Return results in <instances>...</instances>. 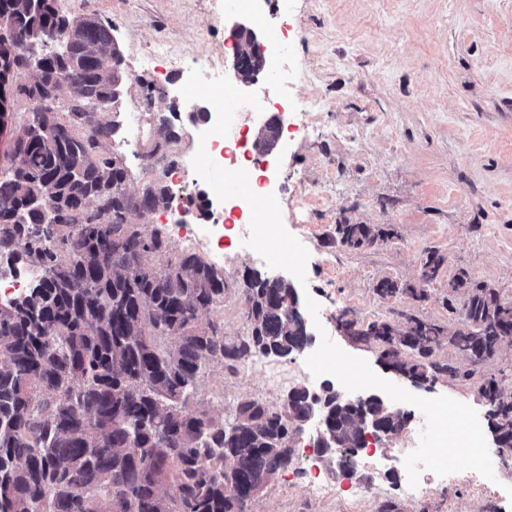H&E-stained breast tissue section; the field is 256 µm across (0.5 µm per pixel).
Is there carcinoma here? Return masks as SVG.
<instances>
[{
	"instance_id": "obj_1",
	"label": "carcinoma",
	"mask_w": 512,
	"mask_h": 512,
	"mask_svg": "<svg viewBox=\"0 0 512 512\" xmlns=\"http://www.w3.org/2000/svg\"><path fill=\"white\" fill-rule=\"evenodd\" d=\"M0 13L15 18L7 64L16 74L36 71L41 96L63 71L75 85L68 122L33 108L0 176V260L44 272L23 297L0 301V512H247L250 490L291 465V430L306 417L309 396L296 386L276 411L243 400L235 430L186 405L207 364L234 370L257 354L286 357L307 343L288 316L291 287L248 273L250 333L226 343L223 328L202 320L224 307V272L193 253L138 266L146 255L167 256L169 245L124 214L167 208L171 197L161 184L128 195L125 169L100 149L104 131L85 128L89 98L109 94L111 28L92 14L70 20L56 0H0ZM36 28L69 30L67 48L36 54L27 46ZM47 126L50 142L40 136ZM390 235L373 224H338L331 243L358 250ZM453 283L467 294L463 325L447 334L409 319L403 348L414 360L404 369L418 377L469 376L433 359L438 336L474 365L512 337V302L464 271ZM353 325L358 339L389 352L386 322ZM479 392L489 428L512 452V394L493 377ZM321 395L329 427L358 447L355 412L341 407L333 387ZM367 408L386 432L407 422L377 401Z\"/></svg>"
}]
</instances>
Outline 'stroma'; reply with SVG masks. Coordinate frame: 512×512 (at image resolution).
Listing matches in <instances>:
<instances>
[{"label": "stroma", "mask_w": 512, "mask_h": 512, "mask_svg": "<svg viewBox=\"0 0 512 512\" xmlns=\"http://www.w3.org/2000/svg\"><path fill=\"white\" fill-rule=\"evenodd\" d=\"M61 14L96 15L109 24L133 82L121 87L116 111L98 114L112 130L102 140L105 153L127 172V189L170 179L164 165L142 166L131 141L133 116L150 90L157 97L152 122L180 105L178 92L193 60L224 54L238 15L224 0H57ZM263 19L258 40L280 51L285 73L275 80L258 75L251 92L281 103L288 121L269 158L286 229L309 252L306 291L320 305L319 321L345 352L364 358L380 377L433 398L446 395L473 407L487 424L488 405L478 388L496 376L512 393V341L483 364L470 366L450 349L436 358L452 363L459 377L438 376L424 386L391 369L376 342L359 341L339 326L340 317L361 323L405 324L416 317L447 329L457 327L463 293L451 292L461 272L512 301V0H255ZM176 211L135 212L131 221L160 229L170 258L187 247L178 235ZM376 224L391 239L358 250L332 244L337 224ZM442 259L438 278L421 285L428 251ZM224 306L212 314L226 340L246 336L244 276H274L264 260L241 240L225 246ZM424 286L425 296L383 298L379 280ZM305 355H258L236 370L211 365L204 371L195 409L233 420L237 404L258 399L277 408L292 387H320L308 379ZM408 422L390 437L383 452L357 457L362 485L352 492L338 484L323 490L309 485L299 464L279 471L249 503V512H512L505 489L512 486V460L492 453L494 480L473 471L446 477L422 470L409 487L403 449L416 447L422 413L405 405Z\"/></svg>", "instance_id": "35a3bbf8"}]
</instances>
